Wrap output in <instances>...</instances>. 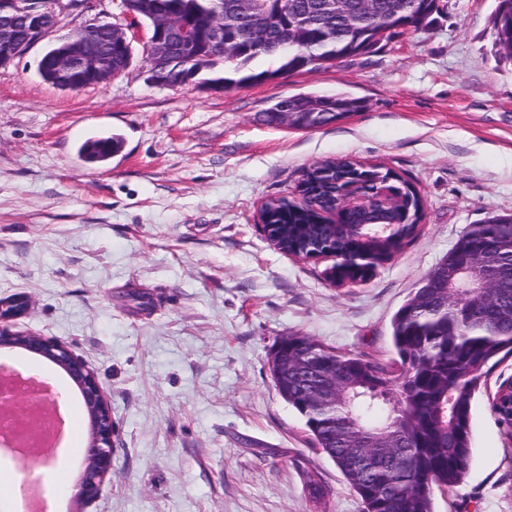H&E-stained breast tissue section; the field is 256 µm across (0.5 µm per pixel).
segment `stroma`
<instances>
[{
    "label": "stroma",
    "mask_w": 512,
    "mask_h": 512,
    "mask_svg": "<svg viewBox=\"0 0 512 512\" xmlns=\"http://www.w3.org/2000/svg\"><path fill=\"white\" fill-rule=\"evenodd\" d=\"M498 0H439L430 27L331 68L215 92L148 80L141 43L109 83L45 81L46 43L0 68V299L29 309L15 330L55 337L95 372L115 423L112 471L54 512H329L363 504L304 418L276 391L269 352L299 333L337 351L394 357L392 320L468 225L512 214V60L495 44ZM362 101L316 130L270 125L297 95ZM118 136L89 162L82 144ZM350 156L392 169L424 201L404 248L343 287L333 261L281 252L260 211L302 171ZM512 359L476 393L464 482L434 512H512V441L491 410Z\"/></svg>",
    "instance_id": "obj_1"
}]
</instances>
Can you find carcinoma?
<instances>
[{
	"label": "carcinoma",
	"mask_w": 512,
	"mask_h": 512,
	"mask_svg": "<svg viewBox=\"0 0 512 512\" xmlns=\"http://www.w3.org/2000/svg\"><path fill=\"white\" fill-rule=\"evenodd\" d=\"M329 0H277L280 15L263 27L274 44L293 26H301L297 43L281 53L252 42L241 44L239 56L213 53L202 40L194 54L174 56L171 69L179 77L198 67L215 73L224 87L260 82L284 73L333 66L336 60L374 52L379 35L389 40L407 29L428 25L437 0H373L372 10L345 0L340 11ZM212 0H159L157 9L174 12L195 23L204 21ZM495 44L512 59V0H500L494 26ZM109 39L108 23L91 28L89 49L101 52ZM260 58L279 62L275 69L255 71ZM343 95L315 103L307 125L314 129L341 120ZM115 137L86 142L91 162L107 159L119 148ZM359 163L327 159L304 176L320 181L313 203L297 205L279 197L265 203L278 222L292 225L302 242L326 241L351 266L352 247L366 251L370 265L385 263L405 245L393 228L380 238L364 237L340 224H320L317 210L340 211L347 224H400L409 195L387 170L371 166L365 181L349 178ZM471 276L475 286L459 288ZM395 358L384 363L341 353L296 333L281 337L271 349L268 365L278 394L305 419L317 447L335 464L359 496L364 512H433L436 489L459 486L470 467L472 408L476 392L493 369L512 357V216L494 215L470 224L423 279L393 319ZM336 382V398L318 396L322 385Z\"/></svg>",
	"instance_id": "obj_1"
}]
</instances>
